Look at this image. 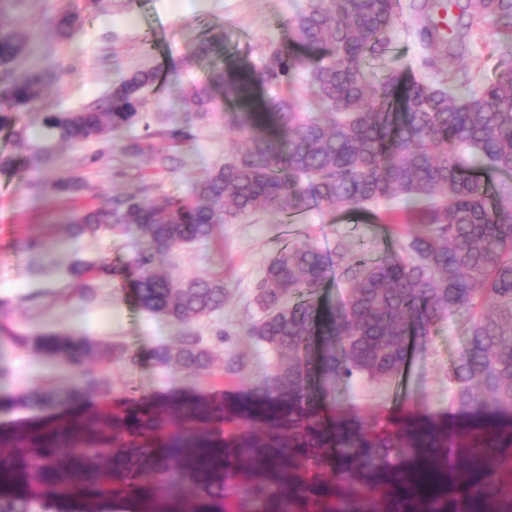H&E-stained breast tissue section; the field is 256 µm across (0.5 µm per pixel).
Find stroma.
<instances>
[{
    "label": "stroma",
    "mask_w": 512,
    "mask_h": 512,
    "mask_svg": "<svg viewBox=\"0 0 512 512\" xmlns=\"http://www.w3.org/2000/svg\"><path fill=\"white\" fill-rule=\"evenodd\" d=\"M303 0H99L91 22L71 39H60L53 19L63 10L84 11L86 0H23L20 11L0 15V25L23 24L29 47L12 65L14 76L38 68L59 74L43 95L42 110L77 112L102 97L120 77L139 69H155L160 79L148 92L139 122L121 137L79 146L61 145L51 162L27 171H0V299L9 306L0 313V398L21 395L39 383L65 384L73 370L32 347L18 345L13 334L77 332L97 341L121 344L140 362L116 360L102 374L113 397L130 390L148 396L193 389L211 391L222 374L225 357L243 358V370L224 381L225 394L246 390L275 363L276 355L248 336L247 327L262 315L255 297L272 258L286 246L309 242L335 252L376 259L396 244L393 227L411 219L394 204L363 217L343 209L323 208L286 216L265 208L221 225L205 243L175 249L173 271L182 279L223 280L224 307L192 324L204 345L215 353L213 374L185 377L156 365L150 352L175 343L181 325L155 317L137 304L131 286L99 287L87 306L70 299L65 283L74 262L102 257L128 261L140 243L134 232L104 230L94 237H70L65 229L75 205L96 206L115 195L139 193L154 200L187 195L192 184L243 144L234 113L215 104L203 120L190 121L183 97L212 70H238L259 64L270 46L287 44L288 24ZM215 51L207 60L194 58L202 38ZM468 53L461 65L467 75L489 81L498 75V55L505 36L492 28L473 26L466 38ZM192 124V141L173 145L167 129ZM151 145L181 161L173 171L153 168L148 155L130 152L132 143ZM68 176L82 190L76 201L57 197L54 180ZM35 240L37 248L26 245ZM465 340L461 319L436 326L426 351L409 358L413 391L404 400L393 397V380L358 378L335 393L339 415L368 422L407 416L420 422L456 427L467 417L449 401L455 388L451 368Z\"/></svg>",
    "instance_id": "stroma-1"
}]
</instances>
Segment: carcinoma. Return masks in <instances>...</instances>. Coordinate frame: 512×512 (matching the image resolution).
Returning <instances> with one entry per match:
<instances>
[{
    "instance_id": "1",
    "label": "carcinoma",
    "mask_w": 512,
    "mask_h": 512,
    "mask_svg": "<svg viewBox=\"0 0 512 512\" xmlns=\"http://www.w3.org/2000/svg\"><path fill=\"white\" fill-rule=\"evenodd\" d=\"M87 14H58L71 38ZM426 20L419 30L430 69L442 49L448 65L461 55L460 20L512 36V0H411ZM456 32L445 39L438 11ZM405 26L401 0H305L288 18L291 38L242 71L215 70L183 97L199 119L217 95L238 111L246 146L209 170L184 198L162 203L136 194L83 208L67 230L94 236L103 228L136 230L142 242L127 264L103 257L70 270L75 299L126 282L146 312L188 326L224 307L220 279L159 274V256L210 239L220 224L267 208L285 214L321 208L365 212L399 198L417 221L400 248L377 260L331 256L295 243L268 264L256 302L264 316L248 334L278 353L240 402L224 391L158 403L129 392L112 400L97 367L136 363L118 346L75 333L20 336L43 355L69 365L73 383L41 385L8 409L33 412L0 429V512H512V428L490 436L486 414L512 416V52L500 76L436 78L383 62L392 33ZM28 34L0 27V129L17 127V110L40 113L38 162L58 142L110 139L137 122L158 72L121 78L78 112H42L55 73L11 77ZM300 84L310 108L255 90ZM70 178L54 184L74 198ZM342 271L347 301L327 307L319 290ZM458 317L465 345L452 367V403L477 420L454 433L445 426L330 425L324 414L335 387L359 376L391 379L409 344L424 349L435 326ZM156 364L199 376L213 352L185 333L152 352Z\"/></svg>"
}]
</instances>
